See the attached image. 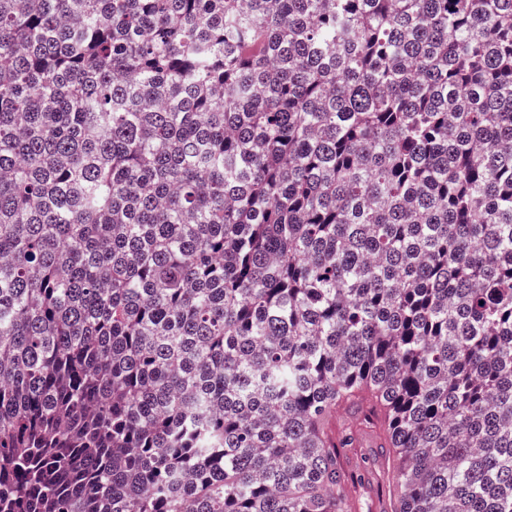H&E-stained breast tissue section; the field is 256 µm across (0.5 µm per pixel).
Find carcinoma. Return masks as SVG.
I'll return each mask as SVG.
<instances>
[{"instance_id": "1", "label": "carcinoma", "mask_w": 512, "mask_h": 512, "mask_svg": "<svg viewBox=\"0 0 512 512\" xmlns=\"http://www.w3.org/2000/svg\"><path fill=\"white\" fill-rule=\"evenodd\" d=\"M512 512V0H0V512ZM377 441L373 434L361 433L357 435L354 445V454L350 453V460H344L348 468L357 465L364 480L362 484L347 485L352 489L353 497L358 503L359 512H383L385 507L381 496L380 477L382 475L381 463L383 458L380 448H376ZM349 461V462H348Z\"/></svg>"}]
</instances>
